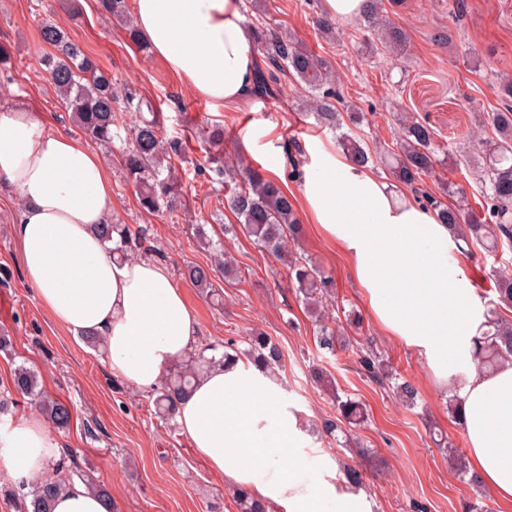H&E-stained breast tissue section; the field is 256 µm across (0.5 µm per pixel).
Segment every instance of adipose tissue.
<instances>
[{"label":"adipose tissue","instance_id":"ef3b65f1","mask_svg":"<svg viewBox=\"0 0 512 512\" xmlns=\"http://www.w3.org/2000/svg\"><path fill=\"white\" fill-rule=\"evenodd\" d=\"M141 39L196 94L224 107L250 93L256 58L243 0H132ZM303 204L350 259L385 335L423 357L434 382L462 403L468 464L512 507V361L475 374L469 365L486 316L458 264L457 243L436 211L396 193L369 167L308 144ZM0 183L17 189L15 223L27 285L72 334L102 336L112 372L144 391L188 353L199 322L168 270L113 259L98 225L112 215V177L99 152L46 128L21 105L0 111ZM279 379L246 358L213 359L177 406L176 422L208 468L274 512H368L338 489L336 465L304 479V430ZM57 442L38 413L0 424V471L39 483L56 467ZM52 512H108L83 481L66 479Z\"/></svg>","mask_w":512,"mask_h":512}]
</instances>
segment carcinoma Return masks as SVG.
I'll use <instances>...</instances> for the list:
<instances>
[{"mask_svg":"<svg viewBox=\"0 0 512 512\" xmlns=\"http://www.w3.org/2000/svg\"><path fill=\"white\" fill-rule=\"evenodd\" d=\"M369 7L358 25L371 54L402 53L407 46L404 30L387 18L383 0H367ZM102 10L119 20L132 41H137L136 26L126 8L125 0H99ZM45 52L40 64L48 74L57 95L70 110V118L84 135L101 145L110 146L114 139L123 140L120 164L127 177L135 184L140 208L149 214H172L176 211L177 176L175 161L182 159L183 142L178 137L165 138L163 123L155 112L153 103L134 95H124L108 75L83 49L71 39L64 27L45 19L36 20ZM257 51L268 60L269 70L255 74L253 94L259 98H272V84L279 76L286 75L300 90L299 100L304 111L313 115L317 123L336 133V140L343 152L357 164L380 162L399 186L419 193L422 178L436 173V167L445 166L448 157H440L444 149L436 144L434 130L425 122L411 119L400 125L396 139L397 150L377 159L373 158L364 141L353 131L361 121L360 112L345 100L337 89L336 72L325 59L313 54L292 33L271 28L255 33ZM124 105L129 111L152 113V118H142L121 136L117 107ZM478 129L492 130V137L479 142V149L467 155L464 161L471 166L477 184L491 201L488 217L480 219L466 204V191L448 181L441 184L442 198L423 195L426 205L438 211L442 223L451 227L466 247L474 244L488 252L497 249L500 241L512 239V106L477 114ZM210 153L212 172L210 183L224 188V208L237 220L224 225V236L243 234L262 250L288 267V278L295 286L299 300L314 318L316 340L322 349L336 352L341 340L336 328L326 322L328 297L332 296L334 279L311 258L291 254V243L297 240L301 224L296 216L294 200L275 181L264 178L240 161L218 159L211 150L221 147L224 129L216 127L204 136ZM104 239L114 241L112 254L129 258L142 248L143 230L127 224L112 222L98 226ZM216 267L224 277L235 274L232 261L222 249H214ZM214 267V268H216ZM214 268L191 263L185 267V276L195 287L214 297L220 289L214 287ZM496 300L490 302L486 314L488 329L477 340L474 370L488 372L501 363L512 360V320L503 317L500 308L512 307V274L497 271ZM224 348L238 351L253 362L277 372L283 353L280 345L266 334L254 333L247 338V348L240 351L227 342ZM359 363L383 388L408 408L418 406L420 392L415 383L393 370L386 355L369 343L362 349ZM208 364L201 356L190 355L182 367L169 372L155 390V414L163 419H173L179 401L186 397L197 373ZM313 379L325 388L336 402V420L324 422L323 430L333 434L341 424L355 425L364 419L363 405L349 396H340L332 377L321 368L313 372ZM14 389L30 398L47 419L57 428L69 426L71 412L67 405L50 399L40 387L38 375L21 365L14 371ZM440 448L448 449V457L455 461L461 480L477 486V477L466 467L456 453L453 442L446 436L436 441ZM61 482L50 477L35 485L30 492L31 512H51V503L60 490ZM238 512H268V508L238 488L234 491Z\"/></svg>","mask_w":512,"mask_h":512,"instance_id":"carcinoma-1","label":"carcinoma"}]
</instances>
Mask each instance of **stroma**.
Listing matches in <instances>:
<instances>
[{"instance_id":"35a3bbf8","label":"stroma","mask_w":512,"mask_h":512,"mask_svg":"<svg viewBox=\"0 0 512 512\" xmlns=\"http://www.w3.org/2000/svg\"><path fill=\"white\" fill-rule=\"evenodd\" d=\"M267 4V24L290 29L339 73L345 101L365 114L358 134L371 152L394 149L395 111L428 123L437 142L454 154L468 149L463 135L473 128L475 113L502 105L498 79L512 76V0H459L455 10L449 9L448 0H395L387 7L388 16L408 34L399 59L366 53L352 21L339 22L340 40L321 38L314 26L322 13L321 0ZM36 13L65 25L69 36L111 73L121 90L150 99L165 116L166 135L188 139L189 148L176 163L181 194L175 223L140 208L118 149L100 147L112 172V217L144 229L147 259L166 267L183 290L197 315L202 344L220 347L231 340L242 348L251 333L263 332L281 345L284 364L279 376L288 408L312 427L300 449L305 476L328 462L341 470H359L363 483L358 491L371 512H470L474 505L501 512L489 490L476 492L461 481L431 440L429 430L434 427L451 438L459 453L468 451L461 426L448 412L447 393L434 383L414 350L380 331L354 283L349 260L318 225L301 215L296 247L335 279L329 313L348 345L333 354L316 343L287 268L246 236L225 238L223 225L232 222V214H225L220 224L212 220L217 190L200 181L205 153L197 143L211 126H223L226 154L241 156L265 177H278L297 197L302 188L290 177L286 143L304 145L315 137L335 146L328 129L299 111L294 82L281 77V93L274 99L251 95L238 105L217 107L179 81L151 50L132 42L119 23L103 18L98 0H0V45L16 63L10 82L0 86V108L24 105L47 128L72 136L79 130L39 63L40 37L32 22ZM20 206L18 190L0 189V336L10 341L8 349L0 350V401L6 417L33 410L12 385L14 368L26 365L46 391L70 408L69 427L54 436L71 460L110 492L113 512H237L232 482L208 469L179 428L153 415L149 393L119 379L101 347L73 339L41 309L23 278L14 233ZM194 224L206 225L209 236L223 240L239 266L236 278L215 275L222 300L206 298L184 276L186 264L204 266L211 259L210 249L190 230ZM458 260L477 299L484 302L495 296L492 269L512 270V242L490 254L475 247L459 254ZM350 311L361 315V330L346 322ZM366 341L386 353L398 373L414 380L420 391L418 407L400 405L361 369L358 351ZM316 367L334 377L340 395L356 398L367 409L365 422L350 431L349 446L320 432L336 409L312 380Z\"/></svg>"}]
</instances>
